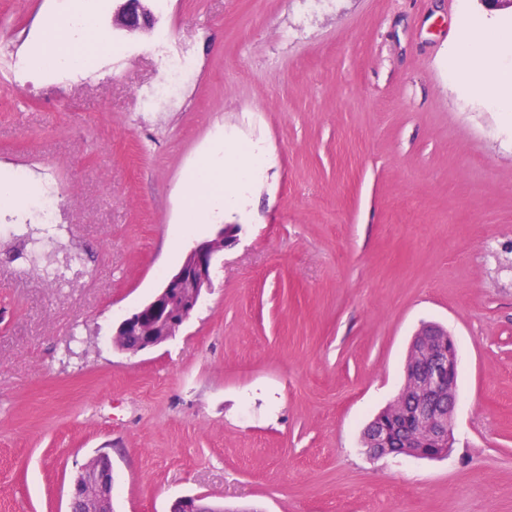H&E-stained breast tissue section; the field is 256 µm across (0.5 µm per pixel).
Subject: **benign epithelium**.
Returning a JSON list of instances; mask_svg holds the SVG:
<instances>
[{"mask_svg":"<svg viewBox=\"0 0 512 512\" xmlns=\"http://www.w3.org/2000/svg\"><path fill=\"white\" fill-rule=\"evenodd\" d=\"M146 0H121L112 18L113 26L137 29L152 24ZM237 228L219 225L216 232L195 242L166 279L159 291L142 306L122 319L113 331L112 342L131 331L141 333L137 344L127 352L137 354L159 347L176 336L198 308L204 293L212 288L218 256L236 241ZM406 382L388 410L387 419L368 424L371 457L394 453L395 432H406L403 454L417 459H443L453 447L459 352L455 338L442 326H422L412 339ZM112 456L100 451L92 465L75 477L68 498L67 512H112ZM168 512H221V508L199 495L175 498Z\"/></svg>","mask_w":512,"mask_h":512,"instance_id":"1","label":"benign epithelium"}]
</instances>
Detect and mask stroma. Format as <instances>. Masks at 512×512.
Returning a JSON list of instances; mask_svg holds the SVG:
<instances>
[{"label": "stroma", "instance_id": "obj_1", "mask_svg": "<svg viewBox=\"0 0 512 512\" xmlns=\"http://www.w3.org/2000/svg\"><path fill=\"white\" fill-rule=\"evenodd\" d=\"M75 0H0V46L33 53ZM112 44L63 95L0 75V175L53 176L65 228L28 207L0 265V512H65L78 471L112 456V512L197 494L232 512H512V121L453 86L461 30L512 29L482 0H149L153 29ZM198 62L183 101L142 110L157 31ZM262 163L234 206L183 222L215 141ZM239 227L170 341L132 355L112 328L193 242ZM83 274L43 272L65 253ZM462 357L443 460L373 459L367 422L404 382L416 330Z\"/></svg>", "mask_w": 512, "mask_h": 512}]
</instances>
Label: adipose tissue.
<instances>
[{"label": "adipose tissue", "mask_w": 512, "mask_h": 512, "mask_svg": "<svg viewBox=\"0 0 512 512\" xmlns=\"http://www.w3.org/2000/svg\"><path fill=\"white\" fill-rule=\"evenodd\" d=\"M505 36L466 34L453 45L448 56V77L461 86H469L475 78L483 80L486 102L495 111L512 112V65L500 54Z\"/></svg>", "instance_id": "ef3b65f1"}]
</instances>
